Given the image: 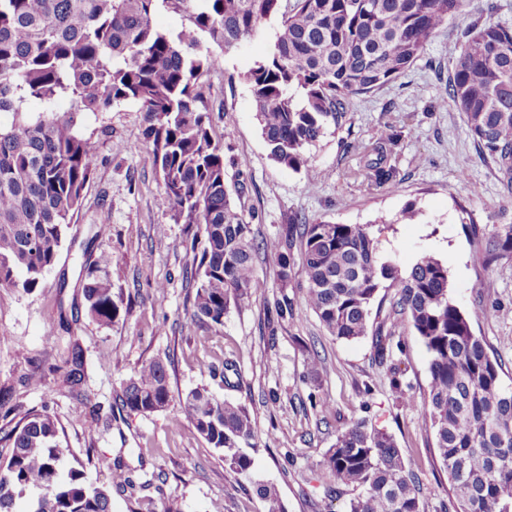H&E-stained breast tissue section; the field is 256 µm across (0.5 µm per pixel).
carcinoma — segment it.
I'll return each mask as SVG.
<instances>
[{
  "label": "carcinoma",
  "mask_w": 512,
  "mask_h": 512,
  "mask_svg": "<svg viewBox=\"0 0 512 512\" xmlns=\"http://www.w3.org/2000/svg\"><path fill=\"white\" fill-rule=\"evenodd\" d=\"M0 0V288H37L60 255L83 189L96 163V142L78 128L83 112L140 106L144 136L163 180L170 218L194 224L202 239L190 318L224 325L231 307L264 287L259 251L271 257L282 300L268 323L290 315L294 267L304 273L303 299L338 341L372 338L383 366L414 333L428 354L429 382L419 412L434 436L453 500L443 512H512V391L497 361L472 330L470 315L448 296V269L424 255L409 269L383 260L370 227L293 219L279 235L256 243L224 184V148L198 80L224 68L226 56L278 21L267 53L246 72L270 157L292 170H312L306 156L340 125L355 96L406 73L427 52L464 0ZM160 12L183 15L174 31L156 28ZM441 101L462 113L481 158L491 160L512 193V25L472 22ZM62 101L67 112L57 110ZM389 129L372 144L373 185L398 183L388 159ZM487 267L512 258V224L479 233ZM394 291L380 321L370 323L380 290ZM86 314L115 322L121 300L106 278L88 273ZM60 369L72 397H83L79 343ZM171 401L170 374L160 359L143 362L123 382L122 407L150 415ZM196 434L222 453L231 471L251 477L257 449L248 407L196 388L184 401ZM0 460V512H112L109 490L88 483L84 469L61 477L70 452L58 421L27 410L7 432ZM319 466L348 488L345 512H425L422 492L403 450L382 429L357 420L337 431ZM264 512H286L278 489L255 482ZM38 495L25 510L18 500Z\"/></svg>",
  "instance_id": "obj_1"
}]
</instances>
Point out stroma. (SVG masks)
Listing matches in <instances>:
<instances>
[{
	"mask_svg": "<svg viewBox=\"0 0 512 512\" xmlns=\"http://www.w3.org/2000/svg\"><path fill=\"white\" fill-rule=\"evenodd\" d=\"M486 3L464 0L462 18L449 22L408 72L353 98L345 122L307 149L321 176L317 184L306 171L271 160L243 78L276 22L227 56L222 70L203 76L199 88L223 139L225 184L257 240L277 235L288 219L306 217L378 226L381 257L405 268L421 255L435 256L448 269L450 298L471 314L475 335L510 389L512 260L484 268L471 228L512 224V194L493 164L478 156L461 112L438 104L442 75L452 67L466 24L512 23V0H496L493 13ZM79 124L96 141L97 162L59 259L33 291L0 288V428L25 409L49 412L71 450L65 466L84 462L88 481L111 489L112 512H263L256 478L277 487L288 512H344V497L332 495L336 482L318 462L337 427L363 418L394 436L419 479L425 512H440L448 480L434 456L432 432L416 406L401 402L388 368L373 359L370 339L333 340L296 288L285 293L292 317L268 327L266 308L283 293L271 258L262 254L255 268L264 288L230 309L219 330L199 327L189 317L195 293L190 242L197 228L170 218L138 105L87 112ZM387 126L396 135L390 162L399 184L383 190L370 185L364 149ZM408 210L413 219L405 218ZM103 213L110 227L100 236L95 224ZM104 252L112 262L99 272L125 307L109 326L86 315L76 286L80 270L95 269ZM156 282L164 283L163 291H153ZM75 341L87 365L81 401L55 370ZM155 358L170 364L171 403L150 415L128 413L121 383ZM393 361L408 393L422 397L428 354L413 333H405ZM218 366L223 376L212 375ZM201 387L248 406L258 444L252 478L227 469L220 453L196 436L183 401ZM94 413L99 421L92 435L86 426ZM118 462L133 488L114 489Z\"/></svg>",
	"mask_w": 512,
	"mask_h": 512,
	"instance_id": "35a3bbf8",
	"label": "stroma"
}]
</instances>
